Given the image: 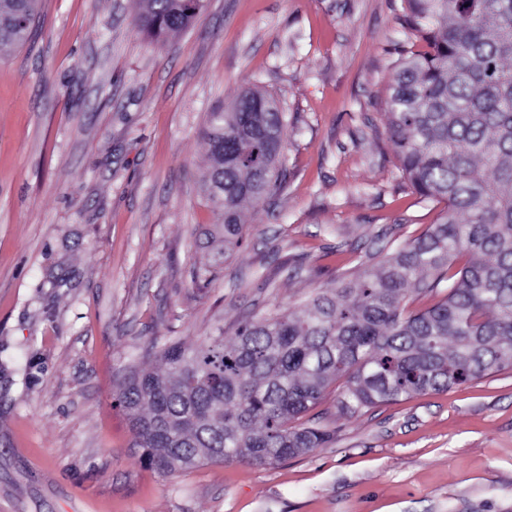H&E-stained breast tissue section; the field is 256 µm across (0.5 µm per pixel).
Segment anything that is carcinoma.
I'll return each instance as SVG.
<instances>
[{
  "mask_svg": "<svg viewBox=\"0 0 512 512\" xmlns=\"http://www.w3.org/2000/svg\"><path fill=\"white\" fill-rule=\"evenodd\" d=\"M40 0H0V51L31 37ZM205 0H139L137 25L162 40ZM420 48L397 63L387 129L399 169L437 223L342 276L298 310L243 322L197 346L129 368L117 400L146 464L173 476L201 461H286L330 439L298 423L333 384L356 412L512 368V0H403ZM285 113L245 90L207 113L208 200L224 214V252L243 238V207L283 188ZM448 294L420 311L418 291Z\"/></svg>",
  "mask_w": 512,
  "mask_h": 512,
  "instance_id": "carcinoma-1",
  "label": "carcinoma"
}]
</instances>
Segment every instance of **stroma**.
Wrapping results in <instances>:
<instances>
[{
  "instance_id": "stroma-1",
  "label": "stroma",
  "mask_w": 512,
  "mask_h": 512,
  "mask_svg": "<svg viewBox=\"0 0 512 512\" xmlns=\"http://www.w3.org/2000/svg\"><path fill=\"white\" fill-rule=\"evenodd\" d=\"M137 0H41L0 52V512H512V368L349 413L283 463L143 462L113 392L151 346L285 315L436 223L386 130L401 0H206L161 41ZM287 114L286 186L225 251L202 131Z\"/></svg>"
}]
</instances>
